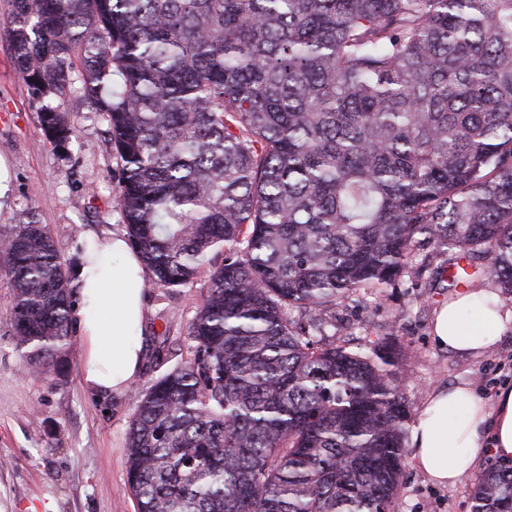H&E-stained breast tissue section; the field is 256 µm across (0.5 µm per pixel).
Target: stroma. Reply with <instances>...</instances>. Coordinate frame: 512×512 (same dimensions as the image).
Masks as SVG:
<instances>
[{"label": "stroma", "instance_id": "35a3bbf8", "mask_svg": "<svg viewBox=\"0 0 512 512\" xmlns=\"http://www.w3.org/2000/svg\"><path fill=\"white\" fill-rule=\"evenodd\" d=\"M64 108L75 128L66 147L44 135L27 87L12 66L0 34V157L11 174L0 199V229L35 215L50 225L56 246L72 262L78 235L124 231L117 208L120 171L102 117L79 92ZM202 285L147 288L146 353L138 379L122 394L97 395L81 381L82 346L74 344L59 385L23 374L11 339L10 297L0 283V512H138L127 482V435L137 392L162 374L157 358L177 365L188 355L184 340L202 300ZM445 282L405 275L381 296L349 301L336 310L338 335L347 346L370 350L386 333L410 352L398 378L417 419L432 391L468 379L486 399L512 385V334L492 351L471 358L439 349L430 338L436 310L451 297ZM473 477L451 487L432 485L412 459L395 512H471Z\"/></svg>", "mask_w": 512, "mask_h": 512}]
</instances>
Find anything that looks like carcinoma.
Segmentation results:
<instances>
[{
    "mask_svg": "<svg viewBox=\"0 0 512 512\" xmlns=\"http://www.w3.org/2000/svg\"><path fill=\"white\" fill-rule=\"evenodd\" d=\"M3 31L60 147L81 71L146 281L208 270L189 357L137 397L139 512H393L408 355L336 344V307L429 248L512 297V0H12ZM0 280L57 384L75 289L49 225L0 231ZM471 512H512V465Z\"/></svg>",
    "mask_w": 512,
    "mask_h": 512,
    "instance_id": "obj_1",
    "label": "carcinoma"
}]
</instances>
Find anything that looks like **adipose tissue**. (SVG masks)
Listing matches in <instances>:
<instances>
[{
	"instance_id": "1",
	"label": "adipose tissue",
	"mask_w": 512,
	"mask_h": 512,
	"mask_svg": "<svg viewBox=\"0 0 512 512\" xmlns=\"http://www.w3.org/2000/svg\"><path fill=\"white\" fill-rule=\"evenodd\" d=\"M73 316L83 338L82 379L99 394L119 393L137 379L144 358L145 269L125 234L88 232L76 242ZM512 332V305L495 284L457 294L432 326L436 346L478 357ZM412 459L428 480L452 486L487 455L512 461V387L493 400L471 382L436 389L413 424Z\"/></svg>"
}]
</instances>
